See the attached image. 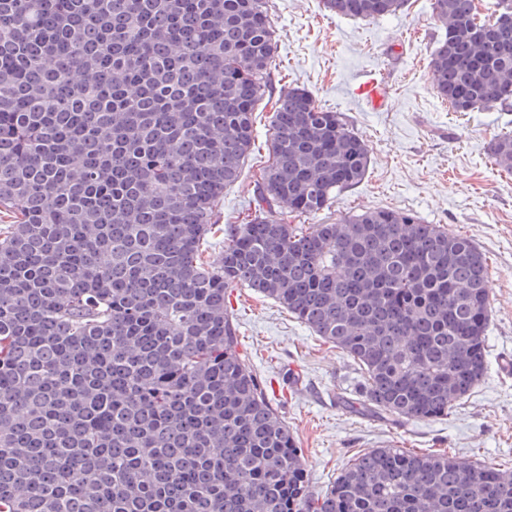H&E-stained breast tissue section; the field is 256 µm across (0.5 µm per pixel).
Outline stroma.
Wrapping results in <instances>:
<instances>
[{"mask_svg": "<svg viewBox=\"0 0 512 512\" xmlns=\"http://www.w3.org/2000/svg\"><path fill=\"white\" fill-rule=\"evenodd\" d=\"M433 2L406 0L394 15L354 20L329 13L322 0H269L278 31L276 66L256 111L255 148L241 178L225 190L203 252L214 259L225 230L249 220L255 183L269 160L272 105L282 89L299 87L319 106L344 113L371 158L362 182L312 223L332 224L375 208L409 212L466 235L487 258L488 369L442 419L351 412L347 399L364 390L356 364L272 300L247 288L233 291L239 349L293 432L315 495L372 448L512 463V377L499 370L501 358L512 357V173L499 169L488 151L495 135L512 133V109L456 112L434 93L428 63L444 31ZM367 74L387 89L382 110L370 109L355 93Z\"/></svg>", "mask_w": 512, "mask_h": 512, "instance_id": "obj_1", "label": "stroma"}]
</instances>
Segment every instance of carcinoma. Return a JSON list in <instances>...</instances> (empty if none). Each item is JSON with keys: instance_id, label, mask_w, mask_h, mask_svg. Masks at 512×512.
Returning a JSON list of instances; mask_svg holds the SVG:
<instances>
[{"instance_id": "1", "label": "carcinoma", "mask_w": 512, "mask_h": 512, "mask_svg": "<svg viewBox=\"0 0 512 512\" xmlns=\"http://www.w3.org/2000/svg\"><path fill=\"white\" fill-rule=\"evenodd\" d=\"M269 0H0V512H512V470L373 448L315 497L238 350L230 296L274 301L364 374L361 410L448 415L487 370L488 265L408 212L293 224L368 146L283 89L250 220L202 259L275 67ZM376 19L404 0H323ZM431 85L512 105V26L435 0ZM512 172V135L490 141Z\"/></svg>"}]
</instances>
